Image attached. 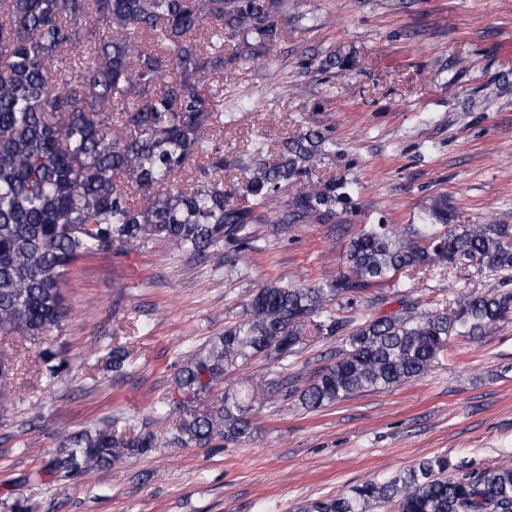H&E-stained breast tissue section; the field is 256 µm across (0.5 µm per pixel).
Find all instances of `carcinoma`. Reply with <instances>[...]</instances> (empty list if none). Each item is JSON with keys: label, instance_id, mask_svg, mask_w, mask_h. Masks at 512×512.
Segmentation results:
<instances>
[{"label": "carcinoma", "instance_id": "cac0c4a2", "mask_svg": "<svg viewBox=\"0 0 512 512\" xmlns=\"http://www.w3.org/2000/svg\"><path fill=\"white\" fill-rule=\"evenodd\" d=\"M287 0H0V336L32 340L59 329L71 308L62 285L80 258L113 246L160 241L186 253L242 251L252 242L253 207L287 195L282 229L336 216L346 181L317 190L312 178L335 143L309 128L283 142L274 161L256 142L234 160L216 147L224 112V69L262 60L282 35ZM233 42L231 54L224 43ZM117 120H112V114ZM244 173L224 188V171ZM253 200L242 207L237 192ZM429 223L398 230L372 224L354 237L341 268L304 287L265 284L240 318L182 366L172 401L173 443L206 447L253 437L252 411L265 396L295 397L309 410L427 374L453 337L482 336L512 318V290L461 296L451 313L406 297L394 314L360 322L339 316L401 274L445 263L512 271V225L449 227L434 200ZM351 328L336 361L304 388L283 374L303 346ZM278 361L254 385L222 387L258 355ZM128 350L108 364L121 372ZM49 376L66 361L46 350ZM147 431L123 438L109 424L66 432L50 473L72 477L156 448ZM448 458L419 462L383 482L308 504L304 512H512V467L448 476Z\"/></svg>", "mask_w": 512, "mask_h": 512}]
</instances>
